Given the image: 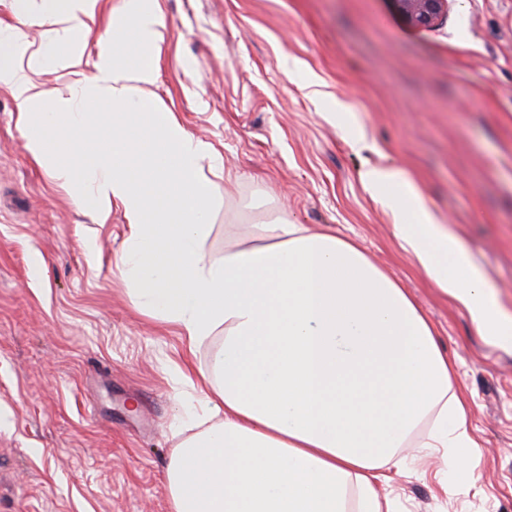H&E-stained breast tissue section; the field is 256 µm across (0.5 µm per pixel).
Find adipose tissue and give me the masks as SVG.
Returning a JSON list of instances; mask_svg holds the SVG:
<instances>
[{
	"label": "adipose tissue",
	"mask_w": 512,
	"mask_h": 512,
	"mask_svg": "<svg viewBox=\"0 0 512 512\" xmlns=\"http://www.w3.org/2000/svg\"><path fill=\"white\" fill-rule=\"evenodd\" d=\"M12 3L19 23L0 30V87L27 154L96 223L123 208L120 268L136 307L192 350L224 333L191 381L202 429L167 467L170 512H395L380 487L405 448L443 449L456 493L475 473L476 443L448 358L404 288L353 241L273 209L251 245L206 250L216 199L206 173L222 162L155 103L168 37L159 0H119L92 75L57 93L35 74L81 69L68 37L95 24L101 0H40L67 37L27 64L29 0ZM362 182L395 187L400 246L481 336L512 346V313L418 187L389 168Z\"/></svg>",
	"instance_id": "adipose-tissue-1"
}]
</instances>
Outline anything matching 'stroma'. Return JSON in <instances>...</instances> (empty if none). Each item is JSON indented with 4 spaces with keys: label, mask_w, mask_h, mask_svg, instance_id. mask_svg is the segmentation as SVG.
<instances>
[{
    "label": "stroma",
    "mask_w": 512,
    "mask_h": 512,
    "mask_svg": "<svg viewBox=\"0 0 512 512\" xmlns=\"http://www.w3.org/2000/svg\"><path fill=\"white\" fill-rule=\"evenodd\" d=\"M161 107L222 156L232 186L206 248L247 241L225 211L271 197L357 242L433 324L483 463L445 491L439 453L391 471L398 512H512V349L487 342L393 236L395 168L512 310V0H452L431 30L385 0H160ZM120 207L94 224L24 151L0 88V512H169L165 470L197 430L179 332L143 314L116 266Z\"/></svg>",
    "instance_id": "35a3bbf8"
}]
</instances>
